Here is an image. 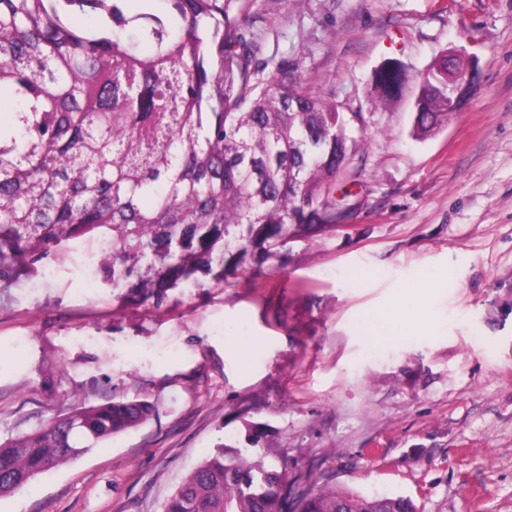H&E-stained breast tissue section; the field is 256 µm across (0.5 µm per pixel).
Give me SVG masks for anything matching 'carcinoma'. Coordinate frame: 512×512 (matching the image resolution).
Returning <instances> with one entry per match:
<instances>
[{
	"label": "carcinoma",
	"mask_w": 512,
	"mask_h": 512,
	"mask_svg": "<svg viewBox=\"0 0 512 512\" xmlns=\"http://www.w3.org/2000/svg\"><path fill=\"white\" fill-rule=\"evenodd\" d=\"M251 0H0V280L104 232L112 280L159 266V288L224 282L250 252L336 224V181L360 148L299 64L258 56ZM82 12L87 25L72 20ZM448 54L421 74L413 133L448 119ZM403 65L374 76L400 96ZM145 399L74 407L0 442V498L147 422ZM285 473L223 446L162 512H286ZM299 512H419L405 495L322 488Z\"/></svg>",
	"instance_id": "cac0c4a2"
}]
</instances>
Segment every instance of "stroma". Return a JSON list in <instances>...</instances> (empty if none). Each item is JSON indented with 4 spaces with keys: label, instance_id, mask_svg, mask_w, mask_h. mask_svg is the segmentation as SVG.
<instances>
[{
    "label": "stroma",
    "instance_id": "stroma-1",
    "mask_svg": "<svg viewBox=\"0 0 512 512\" xmlns=\"http://www.w3.org/2000/svg\"><path fill=\"white\" fill-rule=\"evenodd\" d=\"M260 56L298 62L357 115L347 212L222 284L145 299L112 282L100 235L0 280V441L114 398L147 423L0 498V512H162L223 445L261 450L292 497L402 494L420 512H512V0H253ZM482 78L435 135H411L440 53ZM408 80L381 103L375 71ZM422 326L366 341L377 312Z\"/></svg>",
    "mask_w": 512,
    "mask_h": 512
}]
</instances>
